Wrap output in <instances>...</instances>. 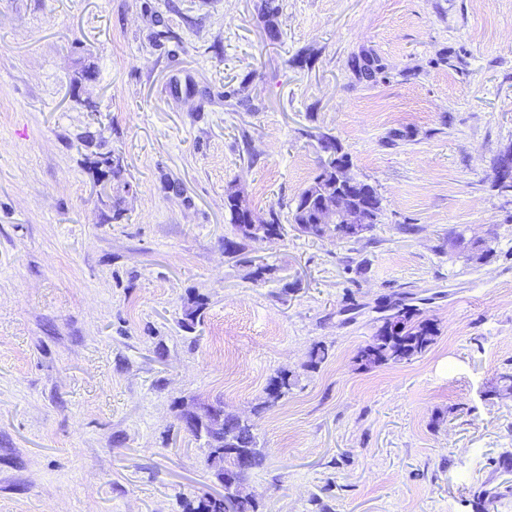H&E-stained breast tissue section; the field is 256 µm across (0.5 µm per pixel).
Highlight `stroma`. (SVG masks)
Returning a JSON list of instances; mask_svg holds the SVG:
<instances>
[{"label": "stroma", "mask_w": 512, "mask_h": 512, "mask_svg": "<svg viewBox=\"0 0 512 512\" xmlns=\"http://www.w3.org/2000/svg\"><path fill=\"white\" fill-rule=\"evenodd\" d=\"M276 2L272 41L263 0H0V512L222 495L180 424L215 398L256 425L261 512H479L484 489L512 512V0ZM325 135L382 199L356 241L291 222ZM108 151L119 218L88 163ZM231 188L285 236L225 253ZM396 305L434 344L361 368Z\"/></svg>", "instance_id": "35a3bbf8"}]
</instances>
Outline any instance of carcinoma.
<instances>
[{"label":"carcinoma","mask_w":512,"mask_h":512,"mask_svg":"<svg viewBox=\"0 0 512 512\" xmlns=\"http://www.w3.org/2000/svg\"><path fill=\"white\" fill-rule=\"evenodd\" d=\"M333 148L332 156L320 167L319 173L298 194L291 210L292 223L298 225L302 233L309 237L323 238L322 228L318 224L306 221L303 208L314 207L315 193L320 190L336 188V169L350 162L348 155L342 152L339 142L330 136L321 139V148ZM97 182L110 177L117 182L116 195L112 201L115 215H121L123 197L121 193L131 190L129 182L122 180V166L114 162L112 155L101 154L93 161ZM224 208L230 215L232 236L224 238V250L236 254L248 244L258 241L256 236L247 231V225L256 223L266 231L281 237L284 225L279 214L271 210L263 217L253 211L246 199L238 191H229L224 199ZM402 315L395 320L385 319L378 328L372 341L360 348L356 359L360 365L372 368L389 363H399L426 352L435 342L438 328L428 319L420 317L417 310L401 308ZM291 375L280 372L272 377L266 388L268 400L275 402L288 395ZM208 449L207 464L213 473L220 477L233 474L243 485L247 484L252 472L263 467L265 453L258 446L255 424L247 419H240L230 412L224 413V435L206 439ZM258 504L252 495L243 492L237 496L208 497L201 500L194 512H257Z\"/></svg>","instance_id":"1"}]
</instances>
